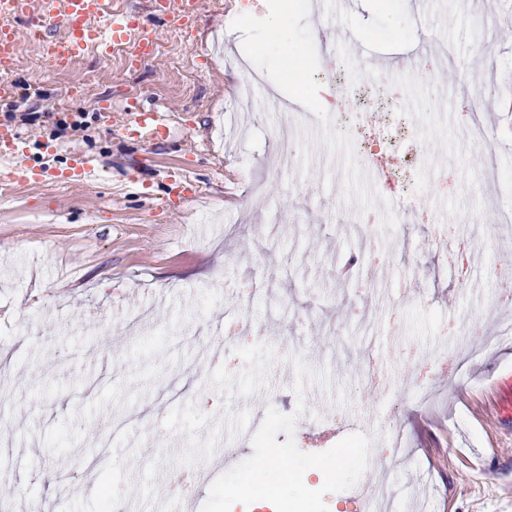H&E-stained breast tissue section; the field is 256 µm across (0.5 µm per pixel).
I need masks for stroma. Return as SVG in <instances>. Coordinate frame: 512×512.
<instances>
[{
    "label": "stroma",
    "mask_w": 512,
    "mask_h": 512,
    "mask_svg": "<svg viewBox=\"0 0 512 512\" xmlns=\"http://www.w3.org/2000/svg\"><path fill=\"white\" fill-rule=\"evenodd\" d=\"M485 6L502 25L485 44L451 7L422 27L413 0H355L337 14V27L382 53L445 29L458 57L477 65L471 93L488 91L483 115L505 175L489 189L479 154L460 162L434 142L451 192L428 195L419 222L379 225L382 261L346 274L351 220L381 206L401 170L393 155L359 168L349 160L380 116L348 119L342 134L315 114L328 67L311 9L287 27V52L309 58L291 79L277 46L257 52L261 24L225 27L247 8L263 15L258 0H198L182 24L151 0H113L155 27L161 51L142 63L91 51L65 74L35 64L38 48L20 26L10 75L20 96L0 101V126L19 136L39 176L10 182L13 161L0 157V479L19 483L11 512L60 495L69 512H105V481L125 512H259L241 477L271 441L298 449L296 469L315 459L334 469L335 481L316 487L322 512H350L394 427L404 437L387 478L394 512H512V418L498 402L512 384V306L496 307L490 274L512 235L480 225L484 260L466 285L432 246L437 222L491 202L512 207V0ZM253 52L278 95L292 97L301 82L310 92L293 123L303 156L290 170L269 164L279 148L274 99L232 110L242 75L228 61ZM74 80L83 83L75 98L56 97ZM131 101L156 115L152 132L127 112ZM78 157L85 174L56 181ZM227 277L255 287L249 308L225 294ZM465 315L500 342L450 378L441 368L466 338L448 327ZM249 319L269 335L227 341L203 361L210 329ZM336 325L342 334L330 335ZM409 354L432 370L413 395L364 391L369 357L397 379ZM258 412L284 428L270 435ZM116 420L126 423L117 435ZM355 436L365 467L341 470L340 450ZM230 442L243 449L227 473L212 459ZM203 471L190 500L167 498L170 475Z\"/></svg>",
    "instance_id": "35a3bbf8"
}]
</instances>
